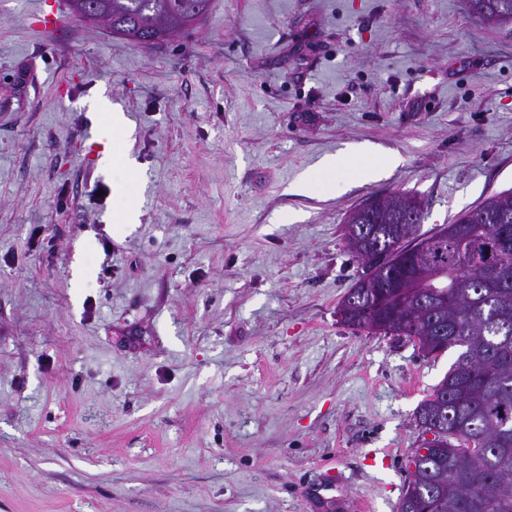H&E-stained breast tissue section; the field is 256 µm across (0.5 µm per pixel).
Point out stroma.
I'll use <instances>...</instances> for the list:
<instances>
[{"label":"stroma","mask_w":512,"mask_h":512,"mask_svg":"<svg viewBox=\"0 0 512 512\" xmlns=\"http://www.w3.org/2000/svg\"><path fill=\"white\" fill-rule=\"evenodd\" d=\"M40 2L0 0V512H316L331 468L336 512H399L458 352L341 322L369 271L345 218L412 193L431 233L512 188V24L212 0L146 49L47 34ZM99 95L132 172L99 165ZM361 146L400 163L327 190L318 162Z\"/></svg>","instance_id":"obj_1"}]
</instances>
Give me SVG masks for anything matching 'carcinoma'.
<instances>
[{"label": "carcinoma", "instance_id": "carcinoma-1", "mask_svg": "<svg viewBox=\"0 0 512 512\" xmlns=\"http://www.w3.org/2000/svg\"><path fill=\"white\" fill-rule=\"evenodd\" d=\"M95 23L144 47L199 25L211 0H90ZM469 12L492 24L512 23V0H466ZM409 194L375 197L345 224L351 253L364 257L377 242L389 266L355 284L340 320L355 328L406 336L426 355L458 350L455 362L416 412L422 429L442 421L427 454L415 452L400 512H512V190L488 196L446 226L412 236L424 209L406 211ZM352 224H376L366 240Z\"/></svg>", "mask_w": 512, "mask_h": 512}]
</instances>
